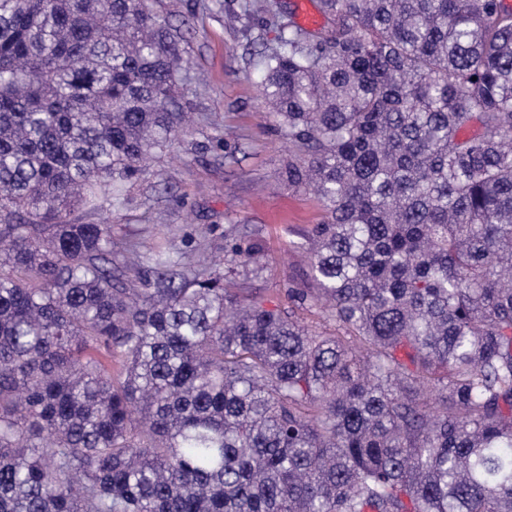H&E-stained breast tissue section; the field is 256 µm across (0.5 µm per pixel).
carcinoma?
Returning <instances> with one entry per match:
<instances>
[{
	"label": "carcinoma",
	"mask_w": 512,
	"mask_h": 512,
	"mask_svg": "<svg viewBox=\"0 0 512 512\" xmlns=\"http://www.w3.org/2000/svg\"><path fill=\"white\" fill-rule=\"evenodd\" d=\"M153 2L0 0V512H512V4L280 25L259 91L323 212L285 306L238 229L133 284L68 219L188 136Z\"/></svg>",
	"instance_id": "carcinoma-1"
}]
</instances>
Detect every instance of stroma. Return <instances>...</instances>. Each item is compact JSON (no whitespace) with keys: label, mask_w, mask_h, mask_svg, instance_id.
<instances>
[{"label":"stroma","mask_w":512,"mask_h":512,"mask_svg":"<svg viewBox=\"0 0 512 512\" xmlns=\"http://www.w3.org/2000/svg\"><path fill=\"white\" fill-rule=\"evenodd\" d=\"M239 2L158 0L159 13L186 30L189 135L131 187L123 207L106 195L97 211L73 216L111 225L115 242L170 247L192 263L223 253L225 231L247 225L264 247L265 268L244 285L284 303L289 289L309 281L307 237L322 213L311 192L281 179L288 143L260 96L254 66L277 29L261 16L237 18Z\"/></svg>","instance_id":"obj_1"}]
</instances>
